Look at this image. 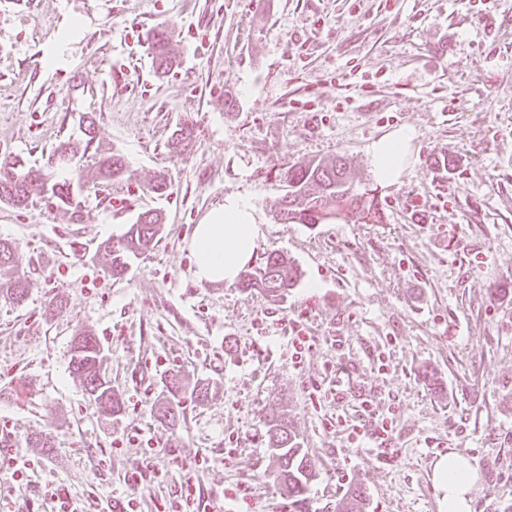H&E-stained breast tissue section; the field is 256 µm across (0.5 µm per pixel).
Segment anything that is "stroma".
Wrapping results in <instances>:
<instances>
[{
    "label": "stroma",
    "instance_id": "1",
    "mask_svg": "<svg viewBox=\"0 0 512 512\" xmlns=\"http://www.w3.org/2000/svg\"><path fill=\"white\" fill-rule=\"evenodd\" d=\"M160 29L179 59L164 73ZM1 40L0 163L82 186L76 220L46 196L0 205L27 276L21 305L0 300V437L45 464L28 483L0 474L15 512H41L48 484L95 503L148 454L166 498L197 466L196 512H291L266 444L282 409L315 473L307 512H339L356 487L367 512H438L431 464L451 450L479 471L473 512H512V293L495 290L512 277V0H0ZM88 113L126 179L57 167ZM186 127L189 147L171 152ZM399 128L414 150L383 187L370 147ZM339 157L379 219L278 223L277 169ZM232 192L264 224L257 257L299 268L283 303L192 277L193 230ZM147 210L160 235L112 278L102 243ZM300 326L316 339L301 362ZM81 332L104 348L120 415L70 372ZM174 373L212 395L173 426L159 410ZM386 410L394 455L348 441L343 422ZM38 432L50 447H32ZM152 48L155 62L159 68L165 70L174 65L175 59L170 50V35L166 30H158L153 33Z\"/></svg>",
    "mask_w": 512,
    "mask_h": 512
}]
</instances>
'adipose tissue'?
<instances>
[{"label":"adipose tissue","mask_w":512,"mask_h":512,"mask_svg":"<svg viewBox=\"0 0 512 512\" xmlns=\"http://www.w3.org/2000/svg\"><path fill=\"white\" fill-rule=\"evenodd\" d=\"M414 140L410 129L400 128L375 141L370 149L373 175L384 187L399 184L409 164ZM264 237V228L251 200L227 194L222 206L197 224L188 242L197 282L234 283L251 263ZM477 478L472 462L448 452L432 465V482L438 494V512H472L470 490Z\"/></svg>","instance_id":"1"}]
</instances>
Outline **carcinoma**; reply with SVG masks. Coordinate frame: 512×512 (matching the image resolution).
<instances>
[{
  "label": "carcinoma",
  "mask_w": 512,
  "mask_h": 512,
  "mask_svg": "<svg viewBox=\"0 0 512 512\" xmlns=\"http://www.w3.org/2000/svg\"><path fill=\"white\" fill-rule=\"evenodd\" d=\"M154 59L162 69L175 63L170 50V35L158 30L152 36ZM93 121H88L86 139L82 142H66L56 151L60 166H77L85 156L94 160L98 178L110 182L124 178L128 173L125 160L118 154L89 152L95 135ZM288 193L284 196L276 218L283 224H324L343 212L359 214L361 201L353 193L347 176L346 164L338 160L332 165L320 162L308 165H292L284 173ZM50 192L62 205L73 207L71 184L54 181L41 170L23 169L21 161L0 164V204L26 207L33 197ZM161 217L154 211L141 213L135 223L118 239L103 245L109 256V269L114 278H121L129 271L131 262L159 235ZM300 272L293 260L284 254L271 255L259 266L241 273L238 287L246 292L258 291L273 302L288 298V291L298 286ZM27 294L25 278L0 281V297L14 304L24 301ZM105 355L98 340L89 333H81L72 340L70 367L82 382L95 403L110 414L121 413L124 401L112 392L102 366ZM170 401L161 411V417L174 425L180 418L185 400L203 404L210 396L209 385L198 384L186 391L182 379L176 375L169 381ZM270 449L272 472L280 490L288 496L289 503L301 510L306 506L307 493L313 480V470L307 449L300 446L288 418V410L282 409L270 416L266 430ZM364 496L361 489L352 490L342 504V512H364Z\"/></svg>",
  "instance_id": "obj_1"
}]
</instances>
